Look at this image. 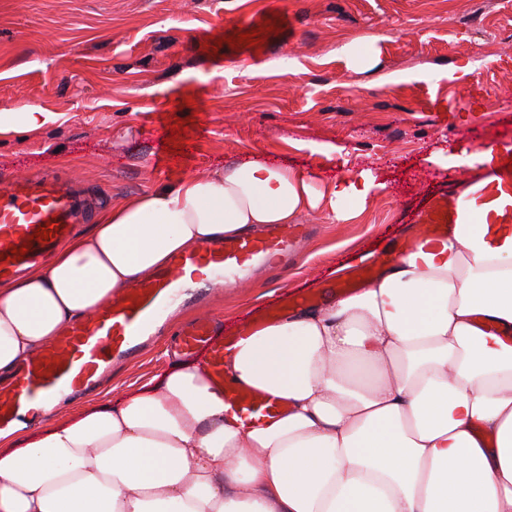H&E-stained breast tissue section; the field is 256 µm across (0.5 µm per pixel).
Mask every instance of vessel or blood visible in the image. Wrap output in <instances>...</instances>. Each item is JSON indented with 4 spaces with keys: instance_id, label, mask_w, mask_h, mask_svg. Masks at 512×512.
I'll return each mask as SVG.
<instances>
[{
    "instance_id": "obj_1",
    "label": "vessel or blood",
    "mask_w": 512,
    "mask_h": 512,
    "mask_svg": "<svg viewBox=\"0 0 512 512\" xmlns=\"http://www.w3.org/2000/svg\"><path fill=\"white\" fill-rule=\"evenodd\" d=\"M90 207L84 194L51 173L0 180V281L38 265L71 237L77 225L86 222ZM48 224L54 228L51 237L38 238V231ZM447 231L444 222L418 225L400 250L414 251ZM310 234L306 224H274L249 237L227 238L174 254L166 266L114 294L91 316L70 324L19 364L11 378L0 381V431L47 412L65 394L92 388L114 364L130 358L156 336L177 300H193L200 293L199 287L186 280V270L210 268L216 278L232 286L263 268L270 258H288ZM310 301L307 295L283 297L277 305L256 312L252 324L233 331L219 327L212 314L203 311L179 327L176 345L181 354L200 358L230 409L245 422L258 424L279 416L286 405L232 381L227 361L252 329Z\"/></svg>"
}]
</instances>
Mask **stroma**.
Instances as JSON below:
<instances>
[{
  "mask_svg": "<svg viewBox=\"0 0 512 512\" xmlns=\"http://www.w3.org/2000/svg\"><path fill=\"white\" fill-rule=\"evenodd\" d=\"M25 105L56 118L0 133V177L52 170L105 208L257 151L321 189L375 176L351 219L303 216L316 234L287 267L215 297L229 325L335 287L333 267L392 249L440 198L461 219L496 174L477 150L512 146V0H0V113ZM165 143L179 157L160 172ZM174 360L162 335L112 382L136 390Z\"/></svg>",
  "mask_w": 512,
  "mask_h": 512,
  "instance_id": "1",
  "label": "stroma"
}]
</instances>
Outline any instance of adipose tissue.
I'll return each mask as SVG.
<instances>
[{"instance_id": "obj_1", "label": "adipose tissue", "mask_w": 512, "mask_h": 512, "mask_svg": "<svg viewBox=\"0 0 512 512\" xmlns=\"http://www.w3.org/2000/svg\"><path fill=\"white\" fill-rule=\"evenodd\" d=\"M371 172L318 190L255 152L108 207L0 282V377L112 293L201 243L332 221ZM470 217L370 287L243 340L231 378L286 403L248 424L194 360L28 433H0V512H512V212Z\"/></svg>"}]
</instances>
